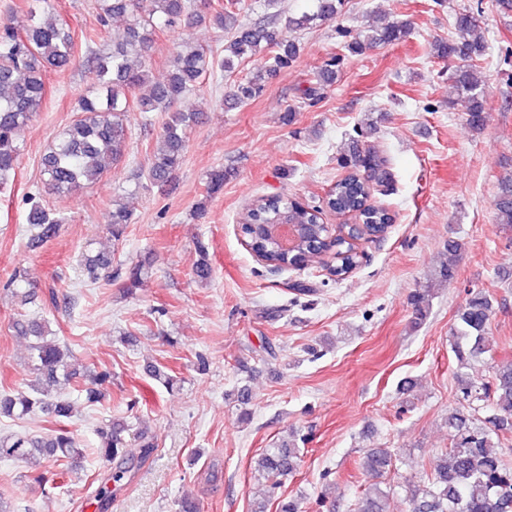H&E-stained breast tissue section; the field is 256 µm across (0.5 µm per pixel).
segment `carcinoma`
<instances>
[{"label": "carcinoma", "instance_id": "obj_1", "mask_svg": "<svg viewBox=\"0 0 512 512\" xmlns=\"http://www.w3.org/2000/svg\"><path fill=\"white\" fill-rule=\"evenodd\" d=\"M316 12L308 17L290 19L286 28H299L310 19H331L338 13L341 0H313ZM45 16L36 18L30 11L31 23L17 29L7 21L0 22V185L9 183L21 154L19 130L43 108L46 100V74L64 71L76 61L74 38L69 25L54 15V7L46 0ZM100 26L105 28L115 18L126 20L122 38L112 42L106 52L90 53L87 62L98 78V90L78 101V116L47 148L41 158L43 181L31 199L27 221L35 230L30 245H39L54 238L62 218L46 209L44 195H73L96 183L109 166L119 161L127 148V117L131 109L138 112H165L157 147L149 169V178L164 181L181 167L185 155V131L199 122L201 113L179 107L189 92L198 88L206 75L214 71L215 63L205 49L185 43L173 56L166 80L151 84L148 94L134 97L133 91L149 82L154 36L163 28H175L185 20L195 24L209 23L230 33L224 44L220 70L230 71L235 63L267 49L271 56L246 81L229 91L228 100L243 103L259 96L266 79L278 70L290 66L300 55L298 42L283 31L266 26H244L232 11L234 0H96ZM454 27L466 34L461 42H437L433 54L447 60L458 57L474 60L485 51V36L470 13L458 12ZM410 34L404 21L389 22L347 43L352 53H359L376 44H393ZM454 87L467 96L468 122L480 129L485 121V94L476 65L460 66L453 76ZM364 163L374 173L385 172L387 159L376 148L343 160L352 171L336 181L332 192L318 206L293 201L284 194L263 196L253 200L242 213L241 230L254 254L264 258L267 266L305 268L321 263V253L328 246L329 230L321 215L328 210L337 215L352 213L376 237L382 236L392 222L389 212L369 203V180L359 177L358 163ZM495 218L503 229L512 228V177L500 182L494 200ZM298 224L308 225L298 257H281L272 244L259 233V225L274 224L283 215ZM133 223V211L123 203L112 204L108 231L116 242L123 239L127 225ZM338 250L344 253L334 275L338 278L349 267L360 263L361 256L354 245L337 238ZM464 247L457 241L448 242L447 255L438 276L454 278ZM82 269L95 282L112 280L119 273L112 268V253L86 246ZM433 297L427 288L414 297L415 319L426 317ZM494 315L491 295L484 288L466 290L465 303L458 310L456 324L449 336L451 351L459 367L465 368L490 352L487 330ZM24 335L34 338L31 359L36 380L24 391L0 394V416L22 419L38 411L46 412L57 421L73 416L71 402L55 397L51 392L60 380L70 381L77 372L71 368V351L47 339V321L29 318L20 323ZM108 371H90L85 375L86 400L90 404L102 399L100 387L109 382ZM456 406L448 410L449 447L430 465L423 476V486L408 485L411 512H512V463L505 459L503 448L506 435L512 433V361L493 366L491 379L477 384L466 376H457ZM475 402L486 404L488 414L479 418L469 411ZM125 425L112 421L98 429L102 443L95 449L106 464H116L109 480L119 482L126 465L142 463L150 457L153 446L143 444L134 450L123 437ZM299 449L295 444L269 448L255 460V470L269 482L266 498L252 505L251 512H300L299 503L277 496L280 478L293 472ZM39 457L49 463L59 462L73 468L84 458L73 434L54 431L42 436L19 434L0 438V459L29 462ZM396 454L389 448H370L360 458L362 474L373 480L358 500L357 512H387L386 503L392 488L382 487L378 479L390 471Z\"/></svg>", "mask_w": 512, "mask_h": 512}]
</instances>
